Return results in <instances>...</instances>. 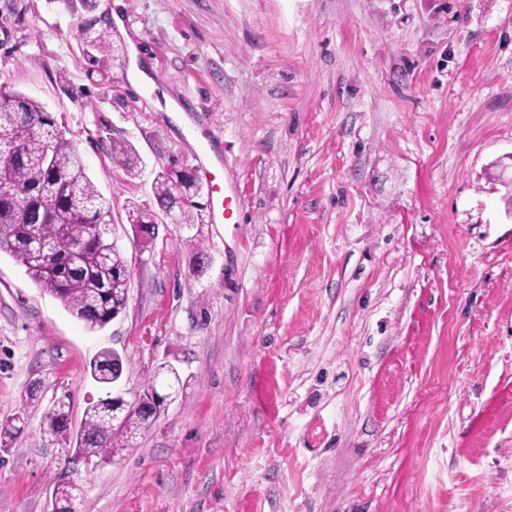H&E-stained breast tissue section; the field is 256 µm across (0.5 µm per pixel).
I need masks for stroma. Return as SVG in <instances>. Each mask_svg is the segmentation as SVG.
<instances>
[{
	"instance_id": "1",
	"label": "stroma",
	"mask_w": 512,
	"mask_h": 512,
	"mask_svg": "<svg viewBox=\"0 0 512 512\" xmlns=\"http://www.w3.org/2000/svg\"><path fill=\"white\" fill-rule=\"evenodd\" d=\"M0 88L77 145L130 270L92 333L0 255V512L74 473L77 512H512V0H0ZM203 136L242 223L203 190L135 242L128 203ZM112 348L127 394L164 364L183 390L68 468L43 414L69 398L78 429Z\"/></svg>"
}]
</instances>
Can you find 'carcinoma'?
<instances>
[{"label": "carcinoma", "instance_id": "carcinoma-1", "mask_svg": "<svg viewBox=\"0 0 512 512\" xmlns=\"http://www.w3.org/2000/svg\"><path fill=\"white\" fill-rule=\"evenodd\" d=\"M13 137L12 148L0 149V185L32 193L29 206L39 207L34 193L59 187L50 211L28 224L22 210L0 197V254H7L25 268L29 278L90 332L103 329L124 312L128 302V264L112 241L111 202L88 177L77 146L64 138L54 118L39 102L19 92L0 90V138ZM112 158L133 172L138 156L122 142H111ZM197 190L182 169L166 168L155 178L154 204L158 211L174 215L175 223H191L194 204L182 199ZM152 209L134 202L128 222L140 243H149L148 220ZM91 375L105 396L87 404L77 434L70 429L68 405L59 403L46 412L42 432L51 441L73 452L67 463L98 457L108 463L137 443L150 420L166 403L158 397L156 382L149 381L140 401L152 407L149 416L132 410L112 423L111 386L125 369V360L110 350L90 362ZM82 487L78 480L56 482L52 496L56 512H76Z\"/></svg>", "mask_w": 512, "mask_h": 512}]
</instances>
